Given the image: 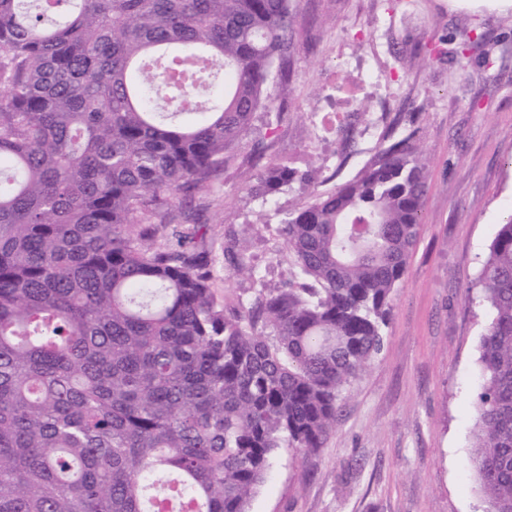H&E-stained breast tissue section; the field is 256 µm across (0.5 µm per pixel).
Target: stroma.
<instances>
[{"instance_id":"stroma-1","label":"stroma","mask_w":512,"mask_h":512,"mask_svg":"<svg viewBox=\"0 0 512 512\" xmlns=\"http://www.w3.org/2000/svg\"><path fill=\"white\" fill-rule=\"evenodd\" d=\"M293 4L287 100L259 109L233 160L169 216L185 229L208 225L216 297L233 308L289 280L277 225L393 141L421 144L428 192L383 351L347 386L324 448L278 450L250 512H484L466 462L484 328L480 260L512 210V8ZM259 156L309 184L255 196ZM241 262L261 282L237 273Z\"/></svg>"}]
</instances>
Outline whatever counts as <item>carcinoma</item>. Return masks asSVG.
I'll return each mask as SVG.
<instances>
[{
    "label": "carcinoma",
    "instance_id": "obj_1",
    "mask_svg": "<svg viewBox=\"0 0 512 512\" xmlns=\"http://www.w3.org/2000/svg\"><path fill=\"white\" fill-rule=\"evenodd\" d=\"M292 41V0H0V512H249L278 449L324 447L384 347L423 151L399 140L288 213L294 277L232 311L207 225L157 242L288 93ZM301 178L271 162L254 190ZM477 284L467 467L512 512V213Z\"/></svg>",
    "mask_w": 512,
    "mask_h": 512
}]
</instances>
